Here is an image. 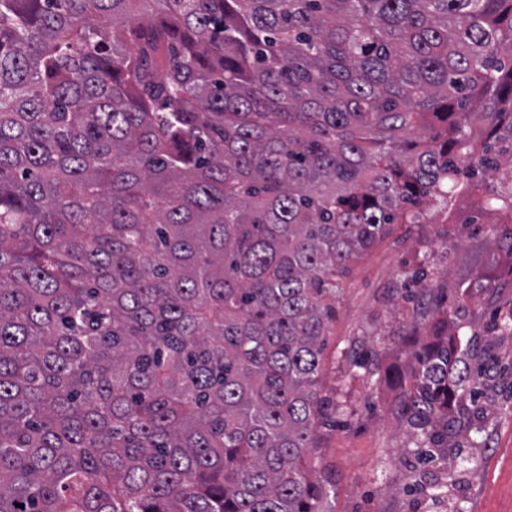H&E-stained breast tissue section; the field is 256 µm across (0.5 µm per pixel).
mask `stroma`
Returning <instances> with one entry per match:
<instances>
[{
	"mask_svg": "<svg viewBox=\"0 0 512 512\" xmlns=\"http://www.w3.org/2000/svg\"><path fill=\"white\" fill-rule=\"evenodd\" d=\"M512 233L497 214L431 207L426 223L394 225L351 262L322 351L320 387L340 405L334 422L317 427L311 459L336 476L325 512H512V335L486 338L493 317L512 310V254L495 242ZM433 275L430 291L408 299L406 276L419 262ZM455 311L462 346L491 344L500 374L462 397L459 415L479 447L464 446L463 472L435 498L422 473L442 475L434 462L417 466V432L398 406L403 390L384 371L410 366L409 352L427 344L437 313ZM372 352L378 377L353 367L359 348Z\"/></svg>",
	"mask_w": 512,
	"mask_h": 512,
	"instance_id": "35a3bbf8",
	"label": "stroma"
}]
</instances>
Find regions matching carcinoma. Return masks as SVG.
<instances>
[{
  "mask_svg": "<svg viewBox=\"0 0 512 512\" xmlns=\"http://www.w3.org/2000/svg\"><path fill=\"white\" fill-rule=\"evenodd\" d=\"M510 146L512 0H0V512H322L347 264ZM387 376L452 467L458 338Z\"/></svg>",
  "mask_w": 512,
  "mask_h": 512,
  "instance_id": "obj_1",
  "label": "carcinoma"
}]
</instances>
